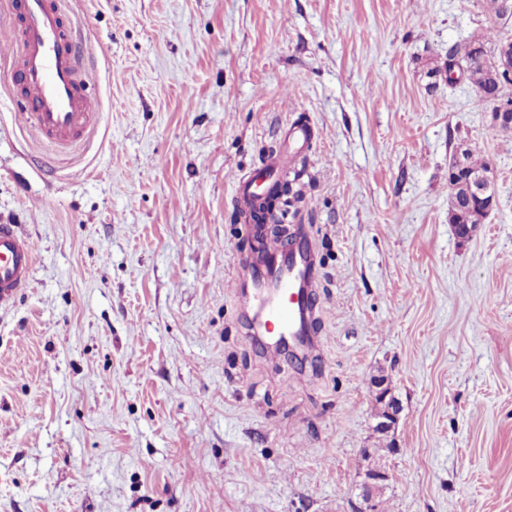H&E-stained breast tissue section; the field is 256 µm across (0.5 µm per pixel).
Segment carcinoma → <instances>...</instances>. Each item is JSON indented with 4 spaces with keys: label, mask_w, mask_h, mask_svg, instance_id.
Segmentation results:
<instances>
[{
    "label": "carcinoma",
    "mask_w": 512,
    "mask_h": 512,
    "mask_svg": "<svg viewBox=\"0 0 512 512\" xmlns=\"http://www.w3.org/2000/svg\"><path fill=\"white\" fill-rule=\"evenodd\" d=\"M462 67L467 81L484 100L494 103L491 113L501 110L503 102L512 104V38L499 36L494 30L482 38H469L454 44L448 49L446 69ZM460 160H452L448 165V182L452 196L448 209L451 224H482L489 216L487 205L482 201L466 204L473 197L472 185L467 176L454 173L456 164H461L470 174L485 173L490 170L488 161L477 158L463 149L458 152Z\"/></svg>",
    "instance_id": "obj_1"
}]
</instances>
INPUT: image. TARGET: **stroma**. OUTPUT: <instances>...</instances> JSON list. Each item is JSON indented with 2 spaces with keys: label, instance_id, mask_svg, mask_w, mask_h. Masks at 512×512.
Instances as JSON below:
<instances>
[{
  "label": "stroma",
  "instance_id": "1",
  "mask_svg": "<svg viewBox=\"0 0 512 512\" xmlns=\"http://www.w3.org/2000/svg\"><path fill=\"white\" fill-rule=\"evenodd\" d=\"M95 72L87 137L21 127L0 62V223L34 245L0 308V512H351L400 405L391 512H512V133L449 46L487 0H63ZM295 122L280 223L316 257V350L251 340L236 179ZM493 169L471 238L457 147Z\"/></svg>",
  "mask_w": 512,
  "mask_h": 512
}]
</instances>
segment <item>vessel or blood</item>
I'll use <instances>...</instances> for the list:
<instances>
[{
    "label": "vessel or blood",
    "instance_id": "vessel-or-blood-1",
    "mask_svg": "<svg viewBox=\"0 0 512 512\" xmlns=\"http://www.w3.org/2000/svg\"><path fill=\"white\" fill-rule=\"evenodd\" d=\"M19 10V24L0 31V55L12 58L28 98L19 118L63 150L84 136L99 110L97 98L87 90L92 74L73 51V26L61 0H20ZM311 137L306 124L292 123L286 131L291 149L271 155L259 170L239 176L236 201L243 212L255 208L259 188L287 173ZM33 256L32 244L17 225L0 224V308L26 288ZM264 256L262 276L250 277L246 283L256 302L253 335L275 331L289 341L312 345L316 263L311 245L289 251L281 240L271 238L264 243Z\"/></svg>",
    "mask_w": 512,
    "mask_h": 512
}]
</instances>
